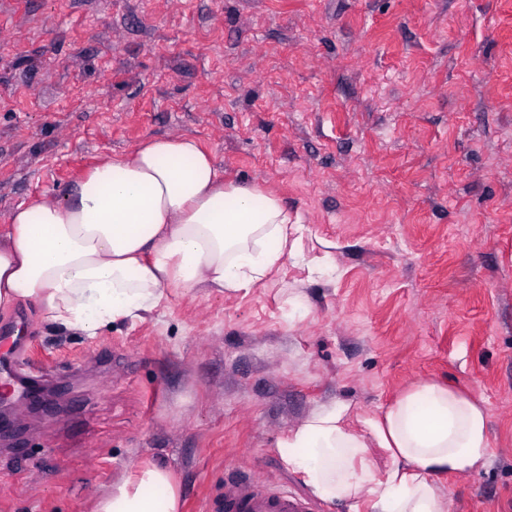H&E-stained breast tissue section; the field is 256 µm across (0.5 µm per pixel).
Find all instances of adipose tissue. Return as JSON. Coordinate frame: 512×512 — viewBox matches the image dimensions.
<instances>
[{
	"label": "adipose tissue",
	"instance_id": "obj_1",
	"mask_svg": "<svg viewBox=\"0 0 512 512\" xmlns=\"http://www.w3.org/2000/svg\"><path fill=\"white\" fill-rule=\"evenodd\" d=\"M288 224L277 196L225 181L195 138L151 140L99 162L62 203L16 207L0 233V310L31 303L43 322L93 336L144 319L170 288L254 286L287 253ZM362 424L353 431L347 405H325L276 451L317 498L364 500L370 512H448L434 477L489 461L484 408L438 382L412 386ZM373 443L386 468L371 460ZM153 488L165 490L164 509ZM93 512H181V494L153 465L113 483Z\"/></svg>",
	"mask_w": 512,
	"mask_h": 512
}]
</instances>
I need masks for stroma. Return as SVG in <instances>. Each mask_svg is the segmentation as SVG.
I'll return each mask as SVG.
<instances>
[{"instance_id": "obj_1", "label": "stroma", "mask_w": 512, "mask_h": 512, "mask_svg": "<svg viewBox=\"0 0 512 512\" xmlns=\"http://www.w3.org/2000/svg\"><path fill=\"white\" fill-rule=\"evenodd\" d=\"M183 136L294 249L94 337L1 312L60 396L0 447V512H91L146 462L182 512L240 475L305 496L281 438L425 381L487 415V465L434 479L450 512H512V0H0V225Z\"/></svg>"}]
</instances>
